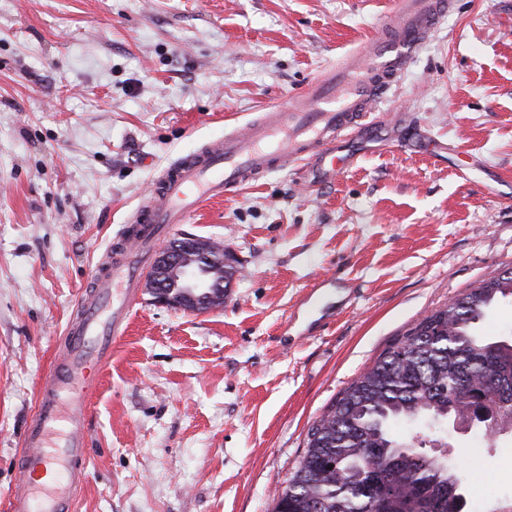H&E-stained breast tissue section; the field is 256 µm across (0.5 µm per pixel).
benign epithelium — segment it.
Listing matches in <instances>:
<instances>
[{
  "instance_id": "benign-epithelium-1",
  "label": "benign epithelium",
  "mask_w": 512,
  "mask_h": 512,
  "mask_svg": "<svg viewBox=\"0 0 512 512\" xmlns=\"http://www.w3.org/2000/svg\"><path fill=\"white\" fill-rule=\"evenodd\" d=\"M193 248L186 252L166 247L159 250L155 270L147 274L145 288L154 300L164 306L191 313L208 312L224 307V299L237 268L235 252L222 250L223 271L200 263L212 241L206 237L191 238Z\"/></svg>"
}]
</instances>
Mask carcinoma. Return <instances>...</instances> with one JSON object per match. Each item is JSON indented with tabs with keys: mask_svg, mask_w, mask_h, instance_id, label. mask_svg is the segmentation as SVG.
Wrapping results in <instances>:
<instances>
[{
	"mask_svg": "<svg viewBox=\"0 0 512 512\" xmlns=\"http://www.w3.org/2000/svg\"><path fill=\"white\" fill-rule=\"evenodd\" d=\"M512 271L431 312L364 370L307 433L306 451L273 512H464L458 474L400 422L435 427L501 405L475 427L500 439L512 432V340L481 325Z\"/></svg>",
	"mask_w": 512,
	"mask_h": 512,
	"instance_id": "carcinoma-1",
	"label": "carcinoma"
}]
</instances>
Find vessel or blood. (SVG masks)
Instances as JSON below:
<instances>
[{"mask_svg": "<svg viewBox=\"0 0 512 512\" xmlns=\"http://www.w3.org/2000/svg\"><path fill=\"white\" fill-rule=\"evenodd\" d=\"M452 7V0H400L385 33L364 52L348 56L246 132L209 141L160 171L134 225L93 270L77 316L40 380L8 512H75V491L87 470L88 396L127 331L141 272L170 227L184 223L203 201L234 195L259 174L300 164L326 177L350 167L347 137L368 134L378 104Z\"/></svg>", "mask_w": 512, "mask_h": 512, "instance_id": "vessel-or-blood-1", "label": "vessel or blood"}]
</instances>
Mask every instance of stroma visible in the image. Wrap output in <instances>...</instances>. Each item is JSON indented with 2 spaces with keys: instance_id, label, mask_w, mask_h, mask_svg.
<instances>
[{
  "instance_id": "stroma-1",
  "label": "stroma",
  "mask_w": 512,
  "mask_h": 512,
  "mask_svg": "<svg viewBox=\"0 0 512 512\" xmlns=\"http://www.w3.org/2000/svg\"><path fill=\"white\" fill-rule=\"evenodd\" d=\"M397 0H0V512L75 303L159 171L381 35ZM377 134L171 236L232 247L222 309L143 293L99 373L77 512H273L309 427L431 311L512 269V0H456ZM500 467L486 476L488 452ZM512 497V443L448 434Z\"/></svg>"
}]
</instances>
